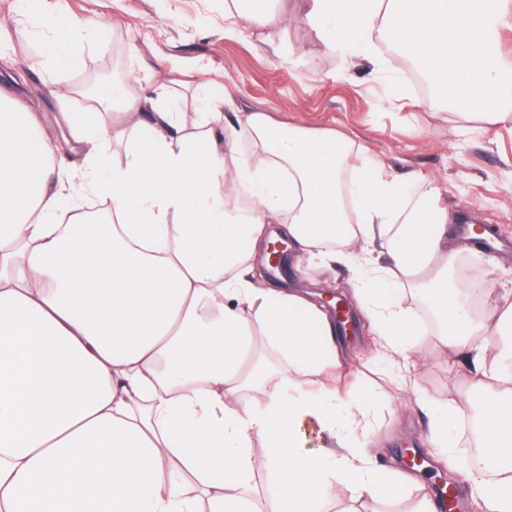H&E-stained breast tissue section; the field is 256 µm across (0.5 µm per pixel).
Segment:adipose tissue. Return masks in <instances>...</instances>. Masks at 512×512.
<instances>
[{
	"label": "adipose tissue",
	"instance_id": "adipose-tissue-1",
	"mask_svg": "<svg viewBox=\"0 0 512 512\" xmlns=\"http://www.w3.org/2000/svg\"><path fill=\"white\" fill-rule=\"evenodd\" d=\"M305 19L379 78L387 43L465 118L512 87L492 50L512 0H308ZM84 99L62 115L83 158L63 178L37 115L0 86V512H324L332 499L400 496L407 477L387 480L353 445L370 435L367 403L306 392L340 358L332 317L253 285L252 258L282 222L300 253L355 268L386 350L403 356L418 342L402 305L411 290L474 379L497 380L481 407L496 487L470 480L484 512H512V302L488 300L475 316L458 298L459 218L436 180L418 179L410 198L408 181L367 164L343 196L352 145L336 132L261 112L228 123L222 98L192 117L163 94ZM244 139L251 154L237 148ZM114 140L125 154L109 167ZM78 190L111 203V218L87 219ZM244 193L253 204L242 214ZM257 333L287 370L258 358ZM249 389L263 405H243ZM423 407L431 446L452 453L461 405ZM308 423L334 447L301 448Z\"/></svg>",
	"mask_w": 512,
	"mask_h": 512
}]
</instances>
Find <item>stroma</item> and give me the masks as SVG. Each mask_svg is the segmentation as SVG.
I'll return each instance as SVG.
<instances>
[{
	"label": "stroma",
	"mask_w": 512,
	"mask_h": 512,
	"mask_svg": "<svg viewBox=\"0 0 512 512\" xmlns=\"http://www.w3.org/2000/svg\"><path fill=\"white\" fill-rule=\"evenodd\" d=\"M64 20L85 17L99 24L96 34L72 44L80 58L74 68L30 67L50 53L49 39L35 19H19L16 0H0V69L19 82L17 104L37 113L44 130L62 143L58 119L82 111L83 98L66 95L113 66L121 53L125 74L136 88L152 95L165 89L171 106L193 113L202 99L223 96L235 112H262L275 123L314 131L347 134L374 162L405 179L437 177L442 201L462 223L495 228L497 238L512 239V116L494 123L472 118L477 131H462L454 110L434 102L411 84L406 72L391 62L387 78L369 79L367 62L339 77L342 61L320 40L301 14L302 0H278L277 10L289 19L285 27H258L239 39L224 33V0H50ZM398 79L404 99L384 106L390 79ZM459 260L468 269L482 268L485 284L495 294L512 291V251L476 261L472 248ZM288 284H334L352 297L348 267L330 270L308 263L291 264ZM336 385L373 398L372 463L395 477L403 474L400 452L424 446L429 419L416 404V394L447 402L450 393L474 395L471 379L444 347L437 331L418 339L417 366L393 365L370 333L341 337ZM439 470L415 473L413 485L400 498L369 499L363 512H414L424 494L439 481Z\"/></svg>",
	"instance_id": "stroma-1"
}]
</instances>
